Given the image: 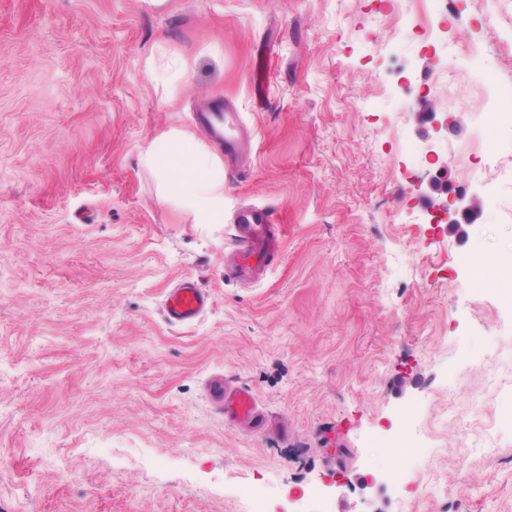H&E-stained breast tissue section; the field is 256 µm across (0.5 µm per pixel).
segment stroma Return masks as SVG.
I'll return each instance as SVG.
<instances>
[{
	"instance_id": "obj_1",
	"label": "stroma",
	"mask_w": 512,
	"mask_h": 512,
	"mask_svg": "<svg viewBox=\"0 0 512 512\" xmlns=\"http://www.w3.org/2000/svg\"><path fill=\"white\" fill-rule=\"evenodd\" d=\"M454 2L423 37L415 0H0V512H512V169L456 45L461 18L512 84V0ZM225 105L251 164L196 224L139 152ZM460 190L473 223L435 222ZM246 204L283 244L250 288L224 278ZM185 277L211 307L173 326ZM210 392L217 402L224 404V414L227 417L238 422L252 423L253 429L260 427L255 400L248 390L234 388L228 389L226 393L224 380L216 377L210 383Z\"/></svg>"
}]
</instances>
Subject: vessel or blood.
<instances>
[{
    "instance_id": "b4317fda",
    "label": "vessel or blood",
    "mask_w": 512,
    "mask_h": 512,
    "mask_svg": "<svg viewBox=\"0 0 512 512\" xmlns=\"http://www.w3.org/2000/svg\"><path fill=\"white\" fill-rule=\"evenodd\" d=\"M196 121L212 140L222 145L225 161L239 160L241 141L235 132L234 112L203 110L197 112ZM231 229L230 248L224 254L225 279L242 286L262 281L282 252V243L273 232L270 210L257 205L244 207L236 213ZM210 305L209 294L194 279L186 277L168 291L163 314L171 325H189L197 321ZM210 392L217 402L223 404L227 417L238 422L257 423L259 414L248 390L225 389L223 379L217 377L210 383Z\"/></svg>"
}]
</instances>
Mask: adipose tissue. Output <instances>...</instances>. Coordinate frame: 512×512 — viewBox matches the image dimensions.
<instances>
[{
  "label": "adipose tissue",
  "mask_w": 512,
  "mask_h": 512,
  "mask_svg": "<svg viewBox=\"0 0 512 512\" xmlns=\"http://www.w3.org/2000/svg\"><path fill=\"white\" fill-rule=\"evenodd\" d=\"M160 184V202L173 203L194 223L211 224L224 210V162L194 134L174 128L140 151Z\"/></svg>",
  "instance_id": "adipose-tissue-1"
}]
</instances>
